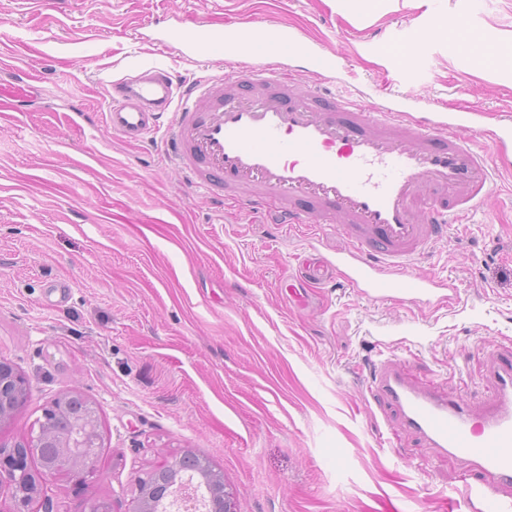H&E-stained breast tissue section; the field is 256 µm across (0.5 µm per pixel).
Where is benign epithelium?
Listing matches in <instances>:
<instances>
[{
  "instance_id": "obj_1",
  "label": "benign epithelium",
  "mask_w": 512,
  "mask_h": 512,
  "mask_svg": "<svg viewBox=\"0 0 512 512\" xmlns=\"http://www.w3.org/2000/svg\"><path fill=\"white\" fill-rule=\"evenodd\" d=\"M25 399L21 376L0 359V425L20 409ZM100 423L96 415H85L80 433L69 438L50 431L38 430L10 448H0V487H7L11 512H29L30 501L41 485L62 471L71 479L87 486L92 474L83 466L98 440ZM213 501L212 512H235L228 491L208 492ZM193 487L180 483L154 486L145 496L132 501L127 512H191Z\"/></svg>"
}]
</instances>
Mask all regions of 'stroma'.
<instances>
[{"label": "stroma", "instance_id": "1", "mask_svg": "<svg viewBox=\"0 0 512 512\" xmlns=\"http://www.w3.org/2000/svg\"><path fill=\"white\" fill-rule=\"evenodd\" d=\"M468 10L477 33L512 32V0H392L363 19L337 0H57L40 13L0 0V61L37 72L41 96L0 109V359L26 396L0 425L25 437L54 399L98 409L102 449L85 496L128 512L146 472L186 452L224 475L236 512H449L461 466L405 431L367 389L371 362L486 410V366L512 347V147L491 155V194L411 272L450 278L459 302L375 301L339 279L308 286L298 258H334L344 241L288 231L259 208L217 204L156 148L105 124L110 82L159 65L180 78L241 71L156 47L173 17L257 15L335 50L336 74L365 104L512 115V74L483 77L441 37L411 61L387 49L431 11ZM79 106L90 122L74 125ZM65 478L32 512H79Z\"/></svg>", "mask_w": 512, "mask_h": 512}]
</instances>
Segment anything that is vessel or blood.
Returning a JSON list of instances; mask_svg holds the SVG:
<instances>
[{
    "mask_svg": "<svg viewBox=\"0 0 512 512\" xmlns=\"http://www.w3.org/2000/svg\"><path fill=\"white\" fill-rule=\"evenodd\" d=\"M470 27L466 14L437 12L399 48L406 54L436 30ZM157 43L191 62L224 55L245 66L225 78L181 80L160 67L117 78L104 114L112 131L137 143L164 132V160L213 198L234 193L241 205L264 204L281 223L316 234L338 217L346 246L330 267L369 299H419L447 288L445 280L412 277L408 269L486 199L490 150L477 146L472 112L417 117L390 99L365 105L358 89L302 85L277 62L247 65L264 48L302 59L307 72L335 74V52L281 22L250 17L218 27L180 19ZM37 92L35 77L17 65L0 89L19 103ZM489 370L493 404L482 416L410 384L390 360L375 367L369 390L426 447L464 464V501H476L480 512H512V352L495 356Z\"/></svg>",
    "mask_w": 512,
    "mask_h": 512,
    "instance_id": "b4317fda",
    "label": "vessel or blood"
}]
</instances>
